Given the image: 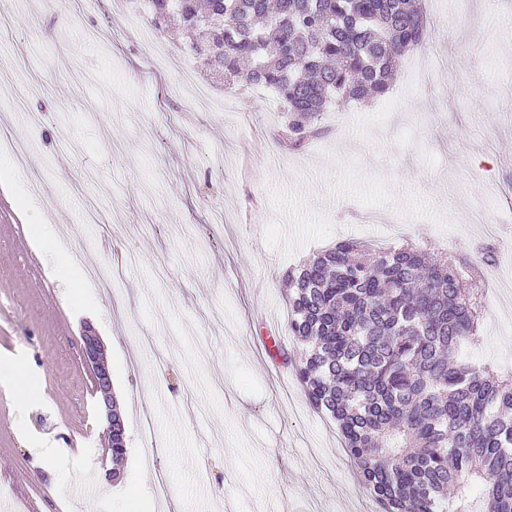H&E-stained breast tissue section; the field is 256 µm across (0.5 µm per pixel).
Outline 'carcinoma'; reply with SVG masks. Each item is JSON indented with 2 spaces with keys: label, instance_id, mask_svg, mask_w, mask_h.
I'll return each mask as SVG.
<instances>
[{
  "label": "carcinoma",
  "instance_id": "carcinoma-1",
  "mask_svg": "<svg viewBox=\"0 0 512 512\" xmlns=\"http://www.w3.org/2000/svg\"><path fill=\"white\" fill-rule=\"evenodd\" d=\"M150 2L225 90L275 93L293 149L329 106L385 96L426 30L422 0ZM463 279L445 253L351 240L285 276L296 376L382 512H512V375L453 362L478 341L482 289Z\"/></svg>",
  "mask_w": 512,
  "mask_h": 512
}]
</instances>
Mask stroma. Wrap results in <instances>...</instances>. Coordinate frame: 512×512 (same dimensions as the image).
<instances>
[{"label":"stroma","mask_w":512,"mask_h":512,"mask_svg":"<svg viewBox=\"0 0 512 512\" xmlns=\"http://www.w3.org/2000/svg\"><path fill=\"white\" fill-rule=\"evenodd\" d=\"M425 9L417 81L399 66L386 98L325 112L299 151L277 145L286 116L263 88L205 76L148 0H45L0 28V122L31 145L9 157L16 181L0 179V363L38 383L27 402L0 384V499L15 512H122L137 492L145 512H379L295 376L298 344L274 359L264 345L288 331L283 274L341 240L465 262L492 248L466 358L512 375V223L498 222L512 210V0ZM187 70L199 98L178 84ZM45 220L53 236L35 240ZM86 250L111 290L59 278L58 252ZM88 323L125 422L117 464ZM83 359L86 365L92 369L95 377L96 392L104 406L107 420V432L110 441V449L115 459L122 458L126 453V435L122 438L112 433V379L105 364V348L100 337L91 325H86L83 330ZM113 445V448H112Z\"/></svg>","instance_id":"35a3bbf8"}]
</instances>
